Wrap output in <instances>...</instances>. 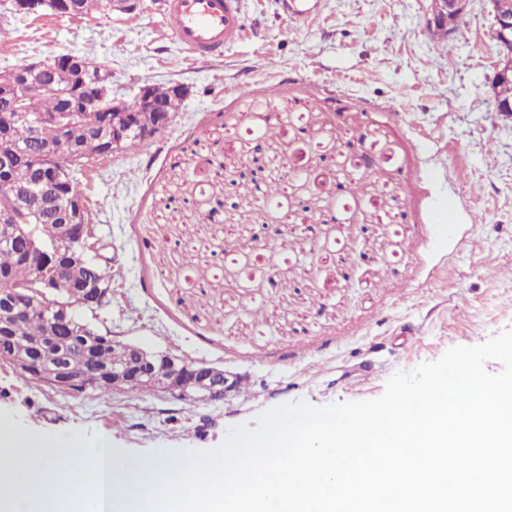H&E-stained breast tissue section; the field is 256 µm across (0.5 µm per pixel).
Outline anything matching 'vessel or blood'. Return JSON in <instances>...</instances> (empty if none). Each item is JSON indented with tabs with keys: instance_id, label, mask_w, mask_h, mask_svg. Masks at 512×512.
Wrapping results in <instances>:
<instances>
[{
	"instance_id": "vessel-or-blood-1",
	"label": "vessel or blood",
	"mask_w": 512,
	"mask_h": 512,
	"mask_svg": "<svg viewBox=\"0 0 512 512\" xmlns=\"http://www.w3.org/2000/svg\"><path fill=\"white\" fill-rule=\"evenodd\" d=\"M167 23L194 53L220 51L241 29L235 0H168Z\"/></svg>"
}]
</instances>
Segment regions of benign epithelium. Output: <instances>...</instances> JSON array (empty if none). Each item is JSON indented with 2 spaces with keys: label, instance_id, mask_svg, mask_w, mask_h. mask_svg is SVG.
I'll return each instance as SVG.
<instances>
[{
  "label": "benign epithelium",
  "instance_id": "7a95c632",
  "mask_svg": "<svg viewBox=\"0 0 512 512\" xmlns=\"http://www.w3.org/2000/svg\"><path fill=\"white\" fill-rule=\"evenodd\" d=\"M425 27L430 35L445 39L455 32L457 16L467 13L470 0H427ZM494 18L493 39L498 59L489 86L496 111L512 116V97L504 90L512 86V0H488ZM129 0H52L50 6L68 14H86L94 10L128 8ZM111 71L78 56L51 55L30 64L27 71L9 79L0 89V112H13L15 119H28L31 97L70 96L94 84L98 93L85 99L84 105L109 113L112 124L102 127L99 139L116 152L129 141L143 142L154 137L172 121L171 109L157 102L144 87L137 100L128 104L112 97L108 80ZM48 120L58 125L66 136L45 148L52 162L44 168L37 189L20 192L12 185L0 188V244L17 237L29 241V263L33 275L26 282H10L0 288V325L21 321L22 303L35 295L47 319L45 336L21 347L12 348L7 362L21 375L33 376L48 385L68 391L110 385L123 391L130 383L149 391L161 392L173 400L220 402L236 394L239 376L221 368L178 356L153 351L136 344L120 343L125 357L107 365L97 364L85 375H76L67 366L70 351L90 346L87 336L74 327V310H98L112 302V288L97 278L95 261L102 259L108 244L95 234L89 224L85 203L74 200L62 206L61 224H41L42 241L31 235L26 224L15 220V210L33 211L45 197H56V186L73 168L82 164L75 139L84 133L77 114L68 108ZM23 138L11 152L0 155V171L23 161L25 147L36 142L38 134L27 123ZM65 278L80 291L64 299L54 293V284Z\"/></svg>",
  "mask_w": 512,
  "mask_h": 512
}]
</instances>
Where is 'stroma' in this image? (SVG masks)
<instances>
[{"mask_svg":"<svg viewBox=\"0 0 512 512\" xmlns=\"http://www.w3.org/2000/svg\"><path fill=\"white\" fill-rule=\"evenodd\" d=\"M6 3L0 72L78 53L129 102L188 87L168 127L78 175L114 256L98 317L245 384L223 403L72 397L4 365L0 420L19 434L97 435L131 460L209 451L271 407L373 399L394 373L512 329V120L488 87V0L446 40L426 0H317L304 22L240 0L242 30L214 56L175 39L160 0L37 18ZM256 157L261 181L225 183Z\"/></svg>","mask_w":512,"mask_h":512,"instance_id":"1","label":"stroma"}]
</instances>
